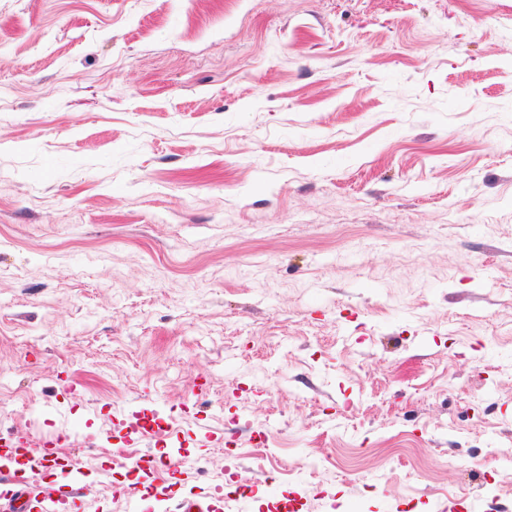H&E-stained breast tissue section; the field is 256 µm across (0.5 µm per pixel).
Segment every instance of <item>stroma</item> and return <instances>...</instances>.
<instances>
[{"label":"stroma","mask_w":512,"mask_h":512,"mask_svg":"<svg viewBox=\"0 0 512 512\" xmlns=\"http://www.w3.org/2000/svg\"><path fill=\"white\" fill-rule=\"evenodd\" d=\"M510 44L512 0H0V426L87 512H512Z\"/></svg>","instance_id":"obj_1"}]
</instances>
